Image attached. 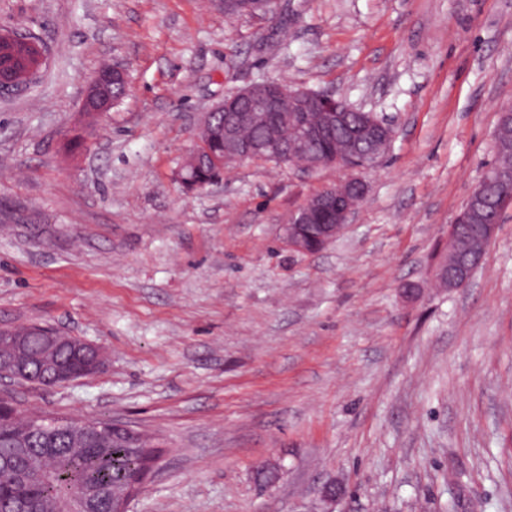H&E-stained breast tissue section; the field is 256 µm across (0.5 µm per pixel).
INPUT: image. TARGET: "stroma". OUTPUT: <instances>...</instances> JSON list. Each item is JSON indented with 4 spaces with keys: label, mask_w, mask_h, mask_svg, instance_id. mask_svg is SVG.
Listing matches in <instances>:
<instances>
[{
    "label": "stroma",
    "mask_w": 512,
    "mask_h": 512,
    "mask_svg": "<svg viewBox=\"0 0 512 512\" xmlns=\"http://www.w3.org/2000/svg\"><path fill=\"white\" fill-rule=\"evenodd\" d=\"M1 29L47 61L0 96V324L107 355L89 379L13 384L21 412L156 438L130 512H512V205L467 287L433 278L512 106V0H280L233 21L209 0H0ZM105 60L129 93L68 156ZM264 79L395 129L313 254L283 226L346 170L176 179L204 113Z\"/></svg>",
    "instance_id": "1"
}]
</instances>
